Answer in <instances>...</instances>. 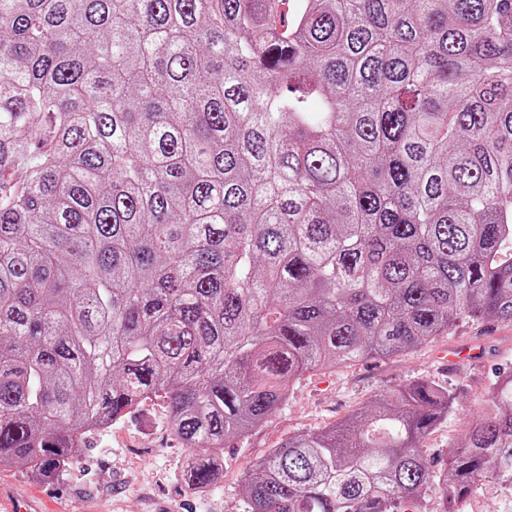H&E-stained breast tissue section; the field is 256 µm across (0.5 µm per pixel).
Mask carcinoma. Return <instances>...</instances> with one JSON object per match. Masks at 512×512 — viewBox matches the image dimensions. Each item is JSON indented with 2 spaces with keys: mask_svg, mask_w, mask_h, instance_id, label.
I'll return each mask as SVG.
<instances>
[{
  "mask_svg": "<svg viewBox=\"0 0 512 512\" xmlns=\"http://www.w3.org/2000/svg\"><path fill=\"white\" fill-rule=\"evenodd\" d=\"M512 323V0H0V464L166 405L210 491L304 372ZM252 465L250 512L512 491V369Z\"/></svg>",
  "mask_w": 512,
  "mask_h": 512,
  "instance_id": "carcinoma-1",
  "label": "carcinoma"
}]
</instances>
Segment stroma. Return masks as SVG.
I'll list each match as a JSON object with an SVG mask.
<instances>
[{"label": "stroma", "mask_w": 512, "mask_h": 512, "mask_svg": "<svg viewBox=\"0 0 512 512\" xmlns=\"http://www.w3.org/2000/svg\"><path fill=\"white\" fill-rule=\"evenodd\" d=\"M473 360L457 367L446 355L457 348ZM512 366V324L468 319L408 355L306 372L287 404L248 438L224 447V478L205 496L181 481L188 450L170 434L160 400L97 432L88 448L60 473L45 478L16 464L0 465V486L40 498L45 512H247L244 474L252 461L294 432L322 427L366 409L380 391L428 379L461 392L453 414L426 438L428 455L445 457L461 444L484 406L495 370Z\"/></svg>", "instance_id": "1"}]
</instances>
